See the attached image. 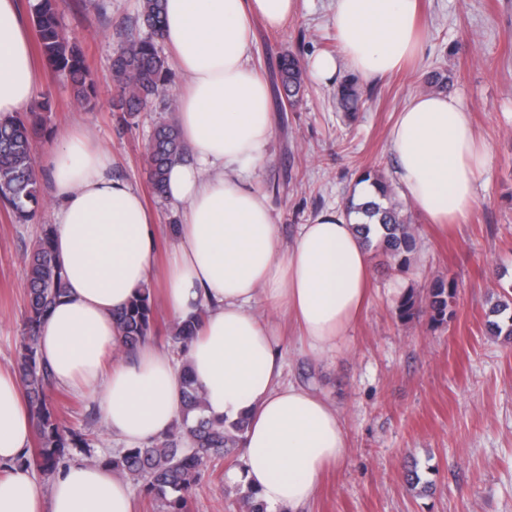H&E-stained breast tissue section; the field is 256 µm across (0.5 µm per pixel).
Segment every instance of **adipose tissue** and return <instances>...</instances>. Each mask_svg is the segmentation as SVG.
Returning <instances> with one entry per match:
<instances>
[{
    "instance_id": "obj_1",
    "label": "adipose tissue",
    "mask_w": 512,
    "mask_h": 512,
    "mask_svg": "<svg viewBox=\"0 0 512 512\" xmlns=\"http://www.w3.org/2000/svg\"><path fill=\"white\" fill-rule=\"evenodd\" d=\"M299 0H165L163 40L185 79L177 123L192 155L173 164L166 196L181 213L164 270L163 302L177 319L208 315L186 362L152 343L113 360L112 319L153 279L157 217L141 194L113 177L109 154L82 130L60 138L50 158L53 248L66 292L41 326L38 351L56 386L89 396L112 437L149 445L181 419L184 371L201 387L207 417L246 419L240 463L224 473L255 491L267 512H299L348 439L336 407L283 383L273 325L256 303L284 311L313 356L347 340L371 291L369 249L353 218L330 210L283 245L267 196L251 175L273 136L270 92L249 61L252 22L279 27ZM342 59L311 70L333 78L347 66L367 79L403 69L423 45L418 0H335ZM38 79L17 0H0V115L28 111ZM396 179L417 211L439 226L467 223L474 184L490 160L469 112L441 93L415 95L391 131ZM33 422L16 373L0 367V512H133V495L111 466L69 462L43 493L16 460Z\"/></svg>"
}]
</instances>
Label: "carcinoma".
<instances>
[{"label": "carcinoma", "instance_id": "1", "mask_svg": "<svg viewBox=\"0 0 512 512\" xmlns=\"http://www.w3.org/2000/svg\"><path fill=\"white\" fill-rule=\"evenodd\" d=\"M28 6L42 60L70 88L78 104L96 105L95 81L81 47L61 28L56 0H28ZM140 22L147 36L128 35L112 60L122 109L131 116L166 94L169 83L168 64L158 50L164 0H142ZM276 90L280 99L288 101L291 111L302 100L305 69L297 53L289 50L278 56ZM335 100L339 112L351 114L360 110L361 93L354 75L346 76L336 86ZM49 110V101L40 95L30 111L0 118V204L20 224L35 220L40 208V172L33 158V141L46 131ZM186 154L176 121L155 126L147 147L146 174L156 195H164L169 167ZM359 178L372 181L378 200L355 205L349 196L344 208L362 214L367 224L382 225L384 232L374 249L388 255L396 267H408L416 249V236L396 201L395 189L373 170L363 171ZM52 235V225H43L42 235L28 258L26 329L20 336L15 363L35 424V447L22 456L20 464L48 478L69 461L70 450L89 455L92 448L88 434L60 420L49 396L53 390L52 373L38 352V328L65 291L62 268L52 249ZM455 297L454 280L438 278L420 291L404 293L396 305L397 315L405 322L426 315L431 322L443 324L455 313ZM114 319L122 333L123 349L132 352L150 340L156 333L150 289H141ZM200 321L198 316L173 327L168 341L179 358L185 357L187 343L196 335ZM184 384L178 424L152 446L123 448L105 460L113 470L142 485L146 494L162 501L167 512H189L192 490L203 473L216 467V462L236 455L243 431L241 420L228 425L207 417L195 381L187 375Z\"/></svg>", "mask_w": 512, "mask_h": 512}]
</instances>
